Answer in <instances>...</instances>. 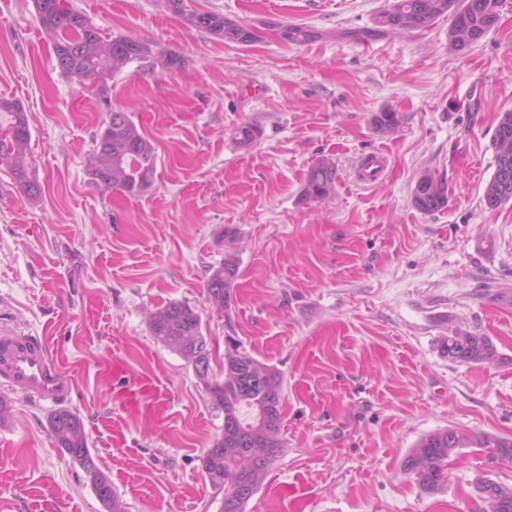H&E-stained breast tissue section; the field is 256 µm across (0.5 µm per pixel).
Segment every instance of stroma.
I'll use <instances>...</instances> for the list:
<instances>
[{
    "label": "stroma",
    "instance_id": "1",
    "mask_svg": "<svg viewBox=\"0 0 512 512\" xmlns=\"http://www.w3.org/2000/svg\"><path fill=\"white\" fill-rule=\"evenodd\" d=\"M104 38L127 36L183 60L152 73L131 63L112 81L157 154L153 185L103 192L85 159L108 116L56 66L33 0H0V98L28 114L43 186L32 200L0 166V333L50 335L89 447L126 512H219L199 458L224 420L195 372L158 342L149 311L174 301L224 343L232 322L247 350L284 379L285 451L246 512H474L479 452L453 456L440 490L404 461L445 428L512 438V204L492 210V135L512 110V0L467 52L451 18L378 40L388 0H186L251 28V43L188 26L166 0H69ZM311 28L305 44L279 29ZM399 115L378 130L379 112ZM257 126L242 146L235 129ZM389 166L356 171L370 150ZM320 159L336 194L306 204ZM448 183L446 208L411 202L423 172ZM237 230L240 263L228 316L205 301L210 266ZM465 325L496 361L440 349ZM0 512H104L83 471L54 444L53 405L5 393Z\"/></svg>",
    "mask_w": 512,
    "mask_h": 512
}]
</instances>
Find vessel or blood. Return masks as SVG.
Segmentation results:
<instances>
[{"label":"vessel or blood","mask_w":512,"mask_h":512,"mask_svg":"<svg viewBox=\"0 0 512 512\" xmlns=\"http://www.w3.org/2000/svg\"><path fill=\"white\" fill-rule=\"evenodd\" d=\"M0 385L48 404L67 400L73 390L48 341L22 333L0 336Z\"/></svg>","instance_id":"1"}]
</instances>
